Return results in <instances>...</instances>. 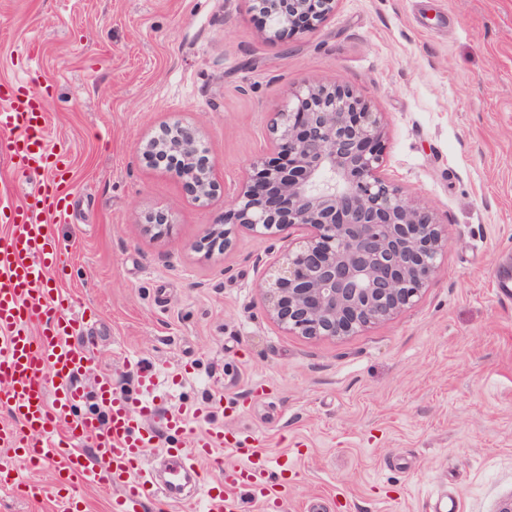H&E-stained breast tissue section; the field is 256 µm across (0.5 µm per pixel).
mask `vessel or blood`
I'll list each match as a JSON object with an SVG mask.
<instances>
[{
	"label": "vessel or blood",
	"mask_w": 512,
	"mask_h": 512,
	"mask_svg": "<svg viewBox=\"0 0 512 512\" xmlns=\"http://www.w3.org/2000/svg\"><path fill=\"white\" fill-rule=\"evenodd\" d=\"M0 132L10 136L11 166L42 178L21 197L0 196V405L20 422L0 429V487L21 489L31 500L54 497L58 512H84L85 491L105 488L110 512H142L159 496L179 501L187 478L206 512H243V489L272 512L282 506L288 480L269 478L254 441L199 429L201 408L190 416L161 411L150 361L136 368L133 390L116 388L105 375L86 391L92 350L75 340L83 323L72 315L77 297L61 286L69 255L53 232L70 216L71 153L49 136L42 92L4 78ZM90 396L102 416L78 415ZM161 429L179 439L166 451L172 473L164 481L144 454ZM224 446L236 463L217 457ZM23 464L47 468L51 483L25 482Z\"/></svg>",
	"instance_id": "1"
}]
</instances>
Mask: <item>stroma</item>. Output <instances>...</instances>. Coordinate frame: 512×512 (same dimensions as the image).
<instances>
[{"mask_svg":"<svg viewBox=\"0 0 512 512\" xmlns=\"http://www.w3.org/2000/svg\"><path fill=\"white\" fill-rule=\"evenodd\" d=\"M264 27L248 0H0V76L45 85L73 154L54 232L88 375L127 390L146 359L166 407L222 400L212 425L253 437L269 465L287 456L284 512H497L512 497V297L497 291L512 265V0H338L287 42ZM336 82L380 113L383 171L446 224L448 251L412 307L311 338L273 322L260 291L303 229L196 244L271 153L272 112ZM175 116L215 165L224 194L209 204L136 152ZM160 207L173 229L158 238L142 220Z\"/></svg>","mask_w":512,"mask_h":512,"instance_id":"35a3bbf8","label":"stroma"}]
</instances>
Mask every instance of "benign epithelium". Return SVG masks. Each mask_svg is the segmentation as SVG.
Wrapping results in <instances>:
<instances>
[{
    "label": "benign epithelium",
    "instance_id": "1",
    "mask_svg": "<svg viewBox=\"0 0 512 512\" xmlns=\"http://www.w3.org/2000/svg\"><path fill=\"white\" fill-rule=\"evenodd\" d=\"M250 7L265 18L266 37L277 39L319 25L336 0H250ZM271 132L273 156L253 159L250 183L198 249H225L238 226L263 235L304 229L298 248L288 249L261 284L267 314L289 333L350 336L413 305L441 269L448 231L431 207L402 197L383 175L379 113L347 85L309 84L274 113ZM137 152L192 201L216 196L219 184L195 127L164 123ZM171 227L166 208L145 217V230L158 236Z\"/></svg>",
    "mask_w": 512,
    "mask_h": 512
}]
</instances>
